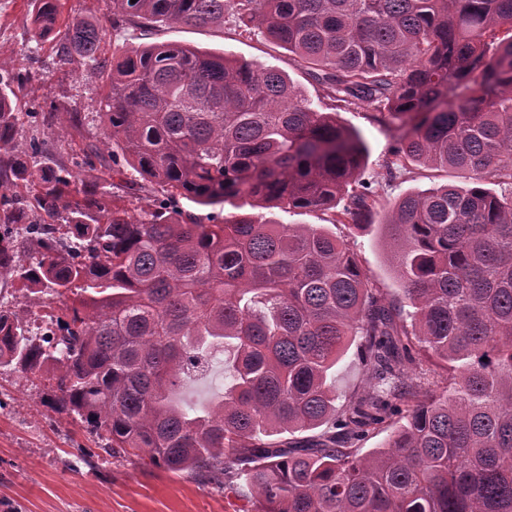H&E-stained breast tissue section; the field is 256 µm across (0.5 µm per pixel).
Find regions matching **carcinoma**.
I'll return each mask as SVG.
<instances>
[{"instance_id":"carcinoma-1","label":"carcinoma","mask_w":512,"mask_h":512,"mask_svg":"<svg viewBox=\"0 0 512 512\" xmlns=\"http://www.w3.org/2000/svg\"><path fill=\"white\" fill-rule=\"evenodd\" d=\"M36 4L58 62L86 59L109 91L78 163L98 174L37 168L0 61V211L25 233L0 238V286L64 298L41 338L0 303V367L48 376L54 405L105 433L107 453L236 490L242 512H512V0H112L118 37L226 20L261 34L328 97L396 125L388 177L420 164L462 179L386 204L353 132L280 71L165 43L106 64L97 26ZM111 171L127 200L106 190ZM149 183L162 197L140 210ZM262 209L381 231L399 288L370 286L327 225ZM357 336L368 388L341 397L328 374ZM422 351L449 372L430 380ZM222 355L224 390L187 403L183 385Z\"/></svg>"}]
</instances>
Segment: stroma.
Returning a JSON list of instances; mask_svg holds the SVG:
<instances>
[{"label": "stroma", "mask_w": 512, "mask_h": 512, "mask_svg": "<svg viewBox=\"0 0 512 512\" xmlns=\"http://www.w3.org/2000/svg\"><path fill=\"white\" fill-rule=\"evenodd\" d=\"M33 0H0V57L13 67V90L24 118L16 139L45 144L48 160L73 162L88 143L100 140L99 102L104 83L82 58L57 62L54 38L36 40ZM62 22H87L100 29L99 60L114 47L142 45L139 35L115 38L112 0H62ZM151 42L220 50L287 75L305 98L360 138L362 177L385 202L406 191L454 182L453 173L411 166L397 179L384 177V165L396 131L376 122L365 103L345 104L326 96L287 50L262 36L239 35L232 25L194 27L171 24ZM335 233L359 254L370 282L387 292L398 283L390 248L375 233L336 225ZM47 380L10 367L0 368V512H239L243 500L189 474H172L133 456H111L97 435L55 409Z\"/></svg>", "instance_id": "35a3bbf8"}]
</instances>
